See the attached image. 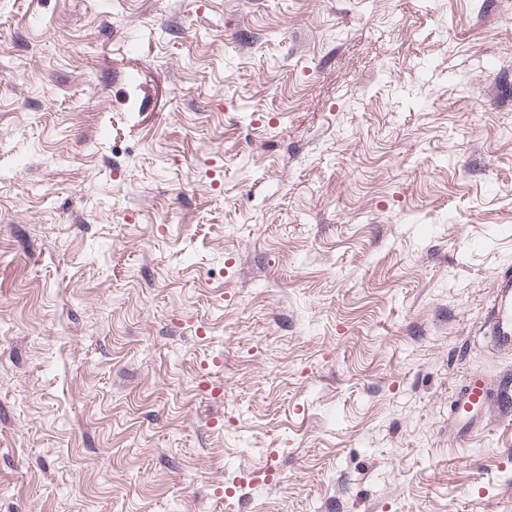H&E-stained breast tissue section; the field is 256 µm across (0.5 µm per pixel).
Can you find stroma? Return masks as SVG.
<instances>
[{"mask_svg": "<svg viewBox=\"0 0 512 512\" xmlns=\"http://www.w3.org/2000/svg\"><path fill=\"white\" fill-rule=\"evenodd\" d=\"M507 267L512 0H0V512H512ZM484 320V330L503 348H512V270L500 271ZM493 411L503 418L510 417L511 394L506 389H501L496 396H492L485 379L479 375L471 376L451 402V414L462 439L478 428L481 420Z\"/></svg>", "mask_w": 512, "mask_h": 512, "instance_id": "35a3bbf8", "label": "stroma"}]
</instances>
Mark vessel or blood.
Wrapping results in <instances>:
<instances>
[{"label":"vessel or blood","instance_id":"vessel-or-blood-1","mask_svg":"<svg viewBox=\"0 0 512 512\" xmlns=\"http://www.w3.org/2000/svg\"><path fill=\"white\" fill-rule=\"evenodd\" d=\"M484 329L501 347L512 348V270L500 271L494 282L492 302L486 312ZM501 417L512 415V394L500 390L490 394L485 379L471 376L451 402V414L459 427L460 436L478 428L490 413Z\"/></svg>","mask_w":512,"mask_h":512}]
</instances>
